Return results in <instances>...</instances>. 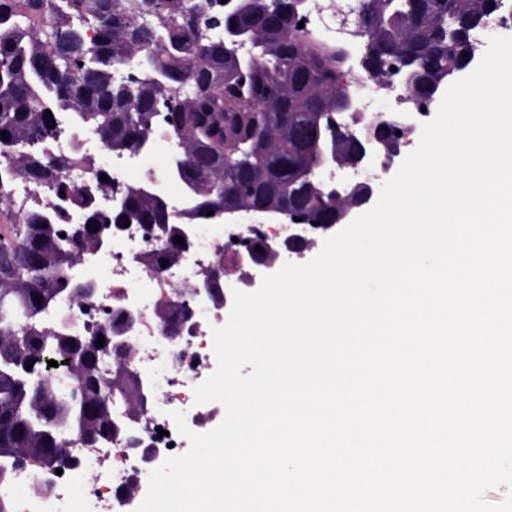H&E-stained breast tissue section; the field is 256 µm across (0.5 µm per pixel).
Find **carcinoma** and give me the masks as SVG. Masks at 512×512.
I'll list each match as a JSON object with an SVG mask.
<instances>
[{"label": "carcinoma", "mask_w": 512, "mask_h": 512, "mask_svg": "<svg viewBox=\"0 0 512 512\" xmlns=\"http://www.w3.org/2000/svg\"><path fill=\"white\" fill-rule=\"evenodd\" d=\"M215 0H0V212L10 187L25 180L46 200L0 233V487L11 472H48L74 460L69 442L112 445V404L136 410L133 377L99 360L100 328L78 342L42 323L58 293H71L77 255L59 225L81 217L86 241L100 224L155 227L165 248L145 257L151 267L180 261L177 229L209 221L234 205L296 210L323 223L359 201L350 185L334 195L308 175L330 146L328 115L346 93L343 46L298 27L311 0H233L213 28ZM501 0H356L355 12L375 29L366 69L383 74L402 61L405 92L436 101L477 63L473 33L500 12ZM252 35L248 54L224 30ZM135 64L137 77L116 79ZM182 146L174 180L193 195L181 219L135 186L103 217L88 188L67 172L86 158L57 154L48 143L61 131L103 136L111 153L136 150L158 124ZM55 353L69 360L58 379L45 370Z\"/></svg>", "instance_id": "cac0c4a2"}]
</instances>
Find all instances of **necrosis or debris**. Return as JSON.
I'll return each mask as SVG.
<instances>
[{"label": "necrosis or debris", "mask_w": 512, "mask_h": 512, "mask_svg": "<svg viewBox=\"0 0 512 512\" xmlns=\"http://www.w3.org/2000/svg\"><path fill=\"white\" fill-rule=\"evenodd\" d=\"M350 0H318L307 12L304 25L328 44L351 39V28L342 27L337 9ZM91 157L96 168L112 172V204L120 206L131 184L129 174L152 177L140 152L114 155L97 147ZM239 224L211 222L191 227L192 246L182 259L166 268L147 269L144 254L163 248L153 231L132 224L112 231V245L94 260L92 279L96 293L83 301L59 296L46 309L49 327L70 326L81 332L106 321L128 324V361L153 396L146 419L125 426L108 448H76L80 468H64L62 474L44 479L19 468L10 476L15 491L14 512H130L142 490L152 457L182 454L187 441L178 434L169 416L180 410L192 431L208 428L219 409L194 402L193 389L206 380L211 365L212 330L224 323V308L212 303L196 308L194 327L174 341L162 332L158 310L169 306L176 292L197 283L204 264L223 265L232 271L238 263Z\"/></svg>", "instance_id": "4bbe7bcc"}]
</instances>
